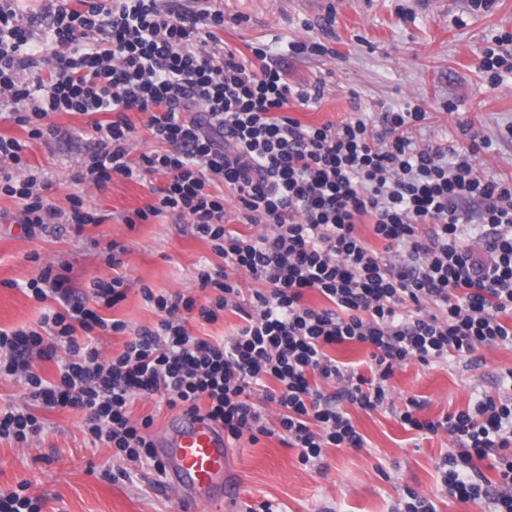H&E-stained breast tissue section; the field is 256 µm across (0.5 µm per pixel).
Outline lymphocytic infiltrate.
Here are the masks:
<instances>
[{"instance_id": "lymphocytic-infiltrate-1", "label": "lymphocytic infiltrate", "mask_w": 512, "mask_h": 512, "mask_svg": "<svg viewBox=\"0 0 512 512\" xmlns=\"http://www.w3.org/2000/svg\"><path fill=\"white\" fill-rule=\"evenodd\" d=\"M45 19L34 36V18L17 0H0V120L36 140L57 135L52 113L90 117L94 147L80 179L152 185L154 200L135 219L189 224L221 262L198 275L203 299L143 288L158 321L131 332L96 312L125 298V277L93 282L85 298L44 265L25 288L58 307L37 326L0 329V377H17L39 406L83 410L85 433L113 459L160 475L153 417H130L139 397L203 415L235 440L277 436L304 465L330 447H365L349 411L383 410L404 429L448 436L455 450L439 463L441 492L512 512V394L432 421L419 418L418 399L396 408L389 384L410 360L512 346V177L481 174L478 131L465 124L455 144H417L413 132L427 118L417 106L383 112L376 125L362 116L304 125L287 110L320 100L322 87L290 85L263 48L250 61L226 49L216 35L224 13L210 0L183 9L167 0H49ZM133 112L147 113L143 131L154 143L137 156ZM25 147L0 136V196L17 200L20 223L61 222L79 233L105 222L81 196L66 210L52 203L22 159ZM158 176L164 186H153ZM228 190L253 234L227 227ZM475 200L484 207L473 219ZM366 216L382 249L356 232ZM235 272L261 289L244 295ZM310 291L324 306L305 303ZM227 311L242 320L230 336L213 342L188 328L189 314L213 323ZM79 330L129 338L107 357L80 342ZM347 342L369 347L365 365L328 354ZM62 345L59 377L47 381L33 361L59 358ZM487 458L499 483L477 467Z\"/></svg>"}]
</instances>
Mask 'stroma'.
<instances>
[{
  "instance_id": "35a3bbf8",
  "label": "stroma",
  "mask_w": 512,
  "mask_h": 512,
  "mask_svg": "<svg viewBox=\"0 0 512 512\" xmlns=\"http://www.w3.org/2000/svg\"><path fill=\"white\" fill-rule=\"evenodd\" d=\"M216 6L224 11L218 36L226 47L247 59L252 47H267L269 61L284 69L291 85L324 83L320 100L289 109L302 124L337 123L356 114L376 120L385 110L414 104L431 114L420 139H459L460 123L471 122L488 141L479 154L481 172L512 175V140L503 136L512 125V73L491 89L482 68L486 47L512 33V0H496L486 12L471 10L469 0H217ZM310 36L330 55L290 52V41ZM48 121L58 126L57 136L27 140L25 150L28 164L49 183L47 196L63 207L68 196L84 195L108 219L79 234L65 224L28 230L14 221L17 201L0 197V211L8 215L0 222V328L37 324L46 305L24 285L46 262L82 293L94 280L126 275V299L102 315L133 329L156 320L141 287L173 298L197 295L200 268L219 261L210 243L170 219L128 226L126 217L152 201L148 186L120 177L101 188L79 181L92 145L89 118L56 112ZM112 241L126 248L116 271L105 253ZM511 369L507 346L481 349L467 363L412 361L396 369L391 391L399 403L424 399L420 418L435 420L466 409L482 393H496ZM34 413L44 424L40 436L23 445L0 439V488L28 482L41 512H196L194 505H179L149 470L136 467L130 478L113 479L112 451L84 433V411L38 407ZM351 417L366 447L327 449L312 467L274 437L229 444L228 478L242 501L255 506L267 500L280 512H390L408 486L431 497L438 512H487L485 503L441 492L437 466L453 449L446 435L420 436L381 411L355 409Z\"/></svg>"
}]
</instances>
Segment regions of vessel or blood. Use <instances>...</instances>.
<instances>
[{
	"label": "vessel or blood",
	"mask_w": 512,
	"mask_h": 512,
	"mask_svg": "<svg viewBox=\"0 0 512 512\" xmlns=\"http://www.w3.org/2000/svg\"><path fill=\"white\" fill-rule=\"evenodd\" d=\"M156 446L172 488L205 512H236L241 492L226 484L227 445L220 426L181 413L170 420Z\"/></svg>",
	"instance_id": "b4317fda"
}]
</instances>
